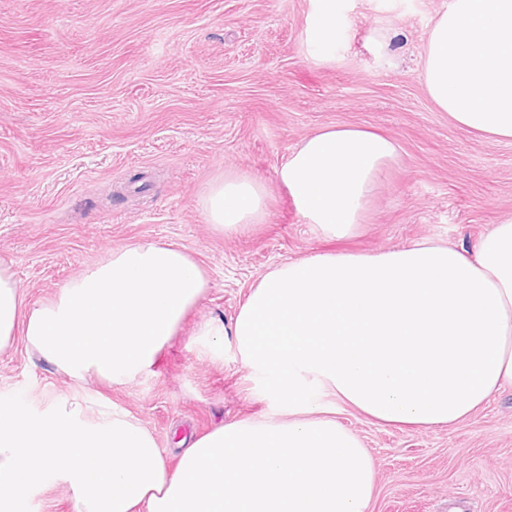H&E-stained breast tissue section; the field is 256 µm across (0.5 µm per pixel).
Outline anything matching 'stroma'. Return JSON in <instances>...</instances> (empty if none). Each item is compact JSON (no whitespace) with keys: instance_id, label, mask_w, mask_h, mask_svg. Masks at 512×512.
Returning a JSON list of instances; mask_svg holds the SVG:
<instances>
[{"instance_id":"35a3bbf8","label":"stroma","mask_w":512,"mask_h":512,"mask_svg":"<svg viewBox=\"0 0 512 512\" xmlns=\"http://www.w3.org/2000/svg\"><path fill=\"white\" fill-rule=\"evenodd\" d=\"M448 0H0V260L27 305L53 299L112 248L147 240L185 250L204 297L149 372L86 391L129 411L168 467L180 442L285 404L216 329L230 327L274 267L317 253L376 254L421 240L472 249L512 217V140L454 123L429 98L421 56ZM332 8L342 38L315 63L308 37ZM395 34L389 57L368 42ZM352 125L392 138L398 156L365 224L321 237L278 187L301 140ZM243 172L270 196L264 223L207 224L198 195ZM72 384L23 337L0 351V395L42 409ZM336 419L371 454L369 512H512V388L463 421L377 423L340 404Z\"/></svg>"}]
</instances>
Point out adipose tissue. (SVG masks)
<instances>
[{"label":"adipose tissue","instance_id":"1","mask_svg":"<svg viewBox=\"0 0 512 512\" xmlns=\"http://www.w3.org/2000/svg\"><path fill=\"white\" fill-rule=\"evenodd\" d=\"M421 76L457 125L512 139V0H448ZM396 157L377 132L328 127L299 143L277 180L305 223L344 237ZM268 197L264 182L234 172L211 180L199 205L216 231L232 233L264 223ZM207 286L183 250L142 241L113 248L28 307L0 264V350L24 336L75 385L39 412L0 396V512H21L44 485L65 487L73 512H368L374 463L336 420L337 404L435 427L512 387V218L470 251L425 240L315 254L267 273L230 329L240 360L272 380L288 419L218 427L171 469L148 429L82 383L149 371Z\"/></svg>","mask_w":512,"mask_h":512}]
</instances>
